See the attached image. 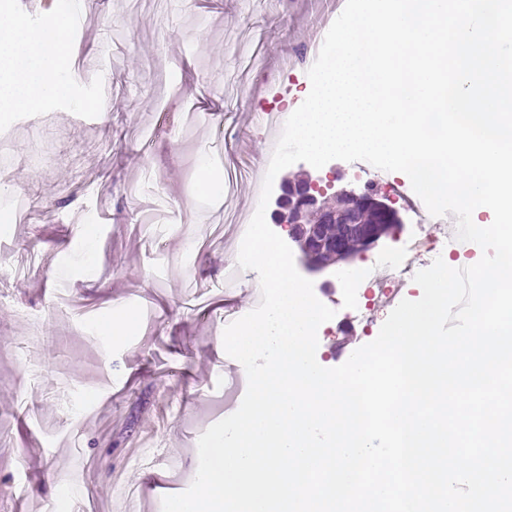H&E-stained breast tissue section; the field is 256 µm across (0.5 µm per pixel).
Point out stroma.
<instances>
[{
	"label": "stroma",
	"instance_id": "35a3bbf8",
	"mask_svg": "<svg viewBox=\"0 0 512 512\" xmlns=\"http://www.w3.org/2000/svg\"><path fill=\"white\" fill-rule=\"evenodd\" d=\"M319 0H86L70 37L69 93L39 112L0 111L15 157L50 126L58 158L14 166L0 203L32 193L0 223V512H162L198 468L197 444L243 399L223 347L224 286L236 249L228 215L251 209L265 172L254 113H291L310 91L305 62ZM236 179L217 201L200 172ZM120 307L121 337L103 322ZM44 341L27 345L33 320ZM318 362L343 364L376 331L337 316Z\"/></svg>",
	"mask_w": 512,
	"mask_h": 512
}]
</instances>
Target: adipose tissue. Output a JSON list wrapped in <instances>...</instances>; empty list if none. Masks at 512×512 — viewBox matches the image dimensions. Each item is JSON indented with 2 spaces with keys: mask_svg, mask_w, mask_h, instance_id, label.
Returning <instances> with one entry per match:
<instances>
[{
  "mask_svg": "<svg viewBox=\"0 0 512 512\" xmlns=\"http://www.w3.org/2000/svg\"><path fill=\"white\" fill-rule=\"evenodd\" d=\"M71 54L61 20L37 27L0 10V110L36 112L65 94L62 72Z\"/></svg>",
  "mask_w": 512,
  "mask_h": 512,
  "instance_id": "obj_1",
  "label": "adipose tissue"
}]
</instances>
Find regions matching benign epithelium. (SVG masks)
Returning a JSON list of instances; mask_svg holds the SVG:
<instances>
[{"mask_svg": "<svg viewBox=\"0 0 512 512\" xmlns=\"http://www.w3.org/2000/svg\"><path fill=\"white\" fill-rule=\"evenodd\" d=\"M322 182L309 172L287 178L276 200V223L288 227L308 270L323 271L359 258L403 223L387 194L368 187L329 193Z\"/></svg>", "mask_w": 512, "mask_h": 512, "instance_id": "1", "label": "benign epithelium"}]
</instances>
